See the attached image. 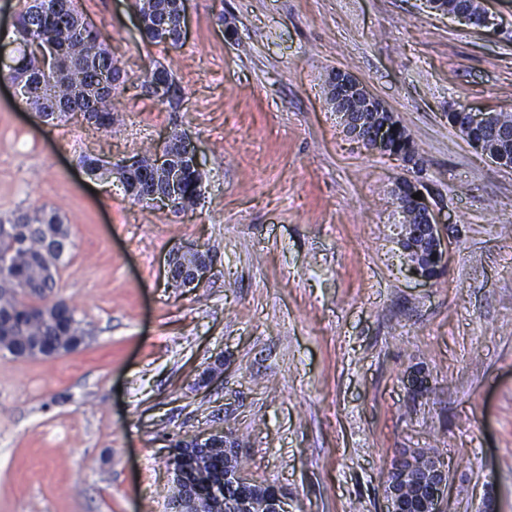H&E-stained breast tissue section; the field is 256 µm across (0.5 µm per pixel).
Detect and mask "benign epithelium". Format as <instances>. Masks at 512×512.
Returning a JSON list of instances; mask_svg holds the SVG:
<instances>
[{"instance_id": "1", "label": "benign epithelium", "mask_w": 512, "mask_h": 512, "mask_svg": "<svg viewBox=\"0 0 512 512\" xmlns=\"http://www.w3.org/2000/svg\"><path fill=\"white\" fill-rule=\"evenodd\" d=\"M455 19L474 29L494 25V19L484 10L478 15L458 13ZM329 94L336 103L350 101L353 106L336 108L346 132L367 149L382 155L395 156L404 165L417 168L421 159L410 153H394L389 149L394 135L393 121L378 120L385 111L384 102L349 72L331 71L326 78ZM491 113L456 111L448 120L469 132L468 144L483 151L485 133L491 131ZM420 191L417 181L402 179L395 186L396 199L403 220L400 245L410 271L417 277L432 281L445 266L448 249L440 234V224L426 199L416 200ZM213 266L209 253L194 247L177 248L167 258V279L175 288H196L211 275ZM239 441L229 432L215 430L203 434H190L180 438L179 451L184 455L203 451L223 457L239 453ZM169 475L174 488L170 497V512H288L287 494L274 487L257 498L252 481L242 470H224L215 480L193 475L183 465H173ZM448 489V471L433 454L412 457L404 452L396 457L387 472L383 485L384 512H444Z\"/></svg>"}]
</instances>
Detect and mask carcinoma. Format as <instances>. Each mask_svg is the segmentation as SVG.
Masks as SVG:
<instances>
[{
	"mask_svg": "<svg viewBox=\"0 0 512 512\" xmlns=\"http://www.w3.org/2000/svg\"><path fill=\"white\" fill-rule=\"evenodd\" d=\"M136 10L150 22L142 38L151 44L164 40L152 30L154 24H165L169 45L178 44L179 23L172 0H134ZM430 8L440 14L460 10L476 14L479 0H428ZM17 55L11 57L16 66L0 67V80L23 83L24 98L48 124L59 125L75 115L99 129L112 128V93L125 82L122 68L114 54L99 40V34L87 26L75 0H24L14 31ZM54 41L64 61L59 73L47 72L38 60L40 47ZM166 80L164 94L156 95V81ZM142 87L162 105H170L179 97L180 88L171 72L153 65L144 72ZM397 152L418 147L406 129L392 138ZM172 155L171 164L182 177L177 185L152 166L125 174L119 164L106 166L102 159L85 155L82 164L87 174L97 179L118 175L124 186L135 189L130 197L139 203L149 202L153 194L173 196L177 202L173 212H183L197 204L205 172L191 165V159L180 149V139L172 135L166 145ZM53 233H67L59 214L45 207L33 211L16 210L0 216V351L46 345L71 353L85 345L92 332L69 308L66 299L52 297L56 288L62 255L45 250V241Z\"/></svg>",
	"mask_w": 512,
	"mask_h": 512,
	"instance_id": "carcinoma-1",
	"label": "carcinoma"
}]
</instances>
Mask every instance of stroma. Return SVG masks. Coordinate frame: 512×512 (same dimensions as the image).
<instances>
[{"label": "stroma", "instance_id": "obj_1", "mask_svg": "<svg viewBox=\"0 0 512 512\" xmlns=\"http://www.w3.org/2000/svg\"><path fill=\"white\" fill-rule=\"evenodd\" d=\"M481 31L425 0H186L182 45L143 41L133 0H78L125 72L111 132L45 124L0 81V213L42 206L71 229L55 295L94 331L48 360L0 352V512H169L168 439L221 428L289 512H381L402 449L433 448L447 512L493 493L512 512V167L451 111L512 112V0ZM164 65L183 99L158 105ZM364 82L419 148L448 240L412 276L392 189L408 171L345 133L329 71ZM196 141L201 200L176 214L87 175L172 133ZM209 249L192 291L166 259ZM223 357L206 388L199 374ZM430 380L412 392L409 372ZM164 79L166 80L167 87L162 96H158L155 92L157 90L159 93L165 88L164 83H160L155 86V90L153 88L155 82L157 80ZM142 87L146 89V91L156 98V100L162 105L171 106L174 99L179 97V93L181 92L180 88L176 85V82L171 74V72L162 65L153 64V66L147 68L144 72V78L142 82ZM186 253H194L196 261L188 265L181 260ZM181 263H183L181 265ZM167 279L175 288H197L211 275L213 266L209 253L194 247L176 248L167 258Z\"/></svg>", "mask_w": 512, "mask_h": 512}]
</instances>
